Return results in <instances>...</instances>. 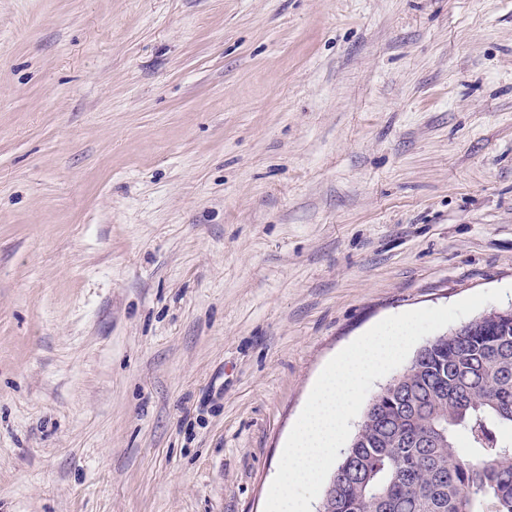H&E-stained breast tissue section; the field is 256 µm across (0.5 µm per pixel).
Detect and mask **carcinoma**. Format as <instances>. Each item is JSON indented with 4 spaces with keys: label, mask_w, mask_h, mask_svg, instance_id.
Returning a JSON list of instances; mask_svg holds the SVG:
<instances>
[{
    "label": "carcinoma",
    "mask_w": 512,
    "mask_h": 512,
    "mask_svg": "<svg viewBox=\"0 0 512 512\" xmlns=\"http://www.w3.org/2000/svg\"><path fill=\"white\" fill-rule=\"evenodd\" d=\"M512 311L435 336L366 406L323 512H512Z\"/></svg>",
    "instance_id": "carcinoma-1"
}]
</instances>
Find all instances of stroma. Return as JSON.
<instances>
[{
  "label": "stroma",
  "mask_w": 512,
  "mask_h": 512,
  "mask_svg": "<svg viewBox=\"0 0 512 512\" xmlns=\"http://www.w3.org/2000/svg\"><path fill=\"white\" fill-rule=\"evenodd\" d=\"M497 288L512 0H0V512H264L332 357Z\"/></svg>",
  "instance_id": "stroma-1"
}]
</instances>
